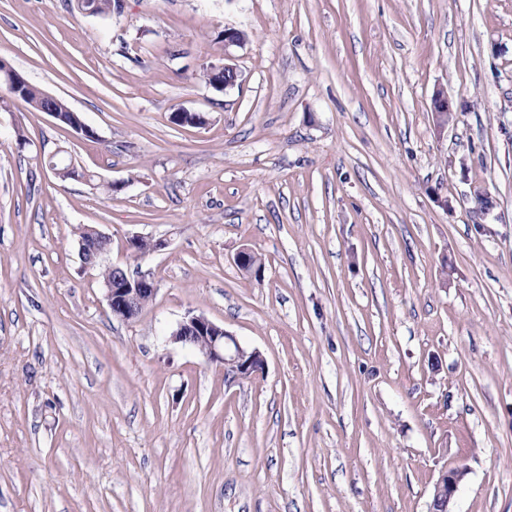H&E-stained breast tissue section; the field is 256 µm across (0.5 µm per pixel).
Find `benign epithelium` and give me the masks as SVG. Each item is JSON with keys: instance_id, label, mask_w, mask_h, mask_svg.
<instances>
[{"instance_id": "benign-epithelium-1", "label": "benign epithelium", "mask_w": 512, "mask_h": 512, "mask_svg": "<svg viewBox=\"0 0 512 512\" xmlns=\"http://www.w3.org/2000/svg\"><path fill=\"white\" fill-rule=\"evenodd\" d=\"M224 59H226L224 64L211 63L206 66V74L210 80L216 76L222 77L220 85L227 88L237 84L240 74L235 65L227 62L229 56H224ZM0 81L7 85L17 99L24 98L26 89L30 87V82L2 58H0ZM41 96L52 102V106L44 109V112L55 120H61L62 113L68 112L71 115L70 127L73 131L84 137L95 135L93 129L85 124L72 108L65 106L60 98L44 91L41 92ZM432 108L437 117L444 112L456 111L454 101L442 91L436 92L433 96ZM90 231L92 237L79 242V257L86 270L95 269L97 261L109 252L111 243L110 238L97 228L92 227ZM103 289L112 316L120 320H130L142 311L143 298L156 294L157 284L149 271L131 272L114 265L112 279L103 282ZM170 341L197 347L208 361L220 363L241 377L249 376L263 367V359L259 351L244 348L232 334L203 314L186 317L171 332ZM465 475V469L460 466L441 471L434 483L428 512H453L451 504Z\"/></svg>"}]
</instances>
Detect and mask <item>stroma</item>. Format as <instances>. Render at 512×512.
<instances>
[{"label": "stroma", "instance_id": "obj_1", "mask_svg": "<svg viewBox=\"0 0 512 512\" xmlns=\"http://www.w3.org/2000/svg\"><path fill=\"white\" fill-rule=\"evenodd\" d=\"M0 57L95 132L0 84V512H428L450 466L512 512V0H0ZM80 225L153 274L137 318ZM92 233V237L88 240L79 241V257L82 266L86 270H95L96 263L100 258L106 256L110 250L111 240L96 227H88ZM102 240L104 245L99 247ZM170 341L197 347L208 361L220 363L241 377L250 376L263 367L259 351L241 346L224 327L204 314L186 317L171 332Z\"/></svg>", "mask_w": 512, "mask_h": 512}]
</instances>
